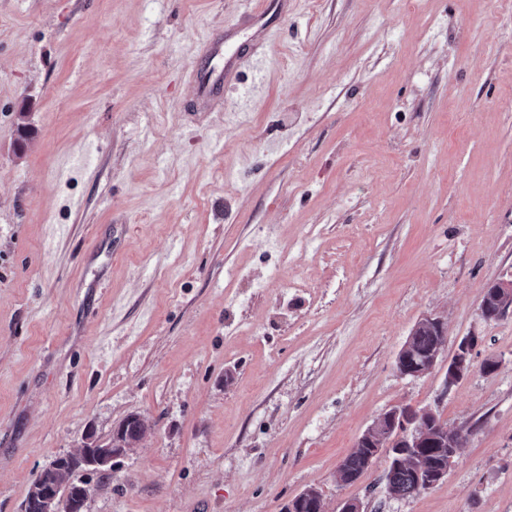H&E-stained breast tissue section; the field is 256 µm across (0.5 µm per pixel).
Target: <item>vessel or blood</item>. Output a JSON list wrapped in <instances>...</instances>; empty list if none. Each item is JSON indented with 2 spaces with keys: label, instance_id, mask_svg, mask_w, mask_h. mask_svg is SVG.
Returning a JSON list of instances; mask_svg holds the SVG:
<instances>
[{
  "label": "vessel or blood",
  "instance_id": "b4317fda",
  "mask_svg": "<svg viewBox=\"0 0 512 512\" xmlns=\"http://www.w3.org/2000/svg\"><path fill=\"white\" fill-rule=\"evenodd\" d=\"M246 55L245 45L228 38L210 42L203 48L191 71L199 111H212L222 100L225 81L238 76Z\"/></svg>",
  "mask_w": 512,
  "mask_h": 512
}]
</instances>
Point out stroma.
Returning <instances> with one entry per match:
<instances>
[{
	"label": "stroma",
	"instance_id": "35a3bbf8",
	"mask_svg": "<svg viewBox=\"0 0 512 512\" xmlns=\"http://www.w3.org/2000/svg\"><path fill=\"white\" fill-rule=\"evenodd\" d=\"M256 2L0 0V512L132 414L84 512H512V314H480L512 276V5L289 0L195 111ZM428 314L480 338L449 391L396 371ZM402 405L463 431L445 479L338 483ZM231 35L225 33L221 40L208 43L195 61L191 76L195 85V103L201 112H211L222 100L224 81L238 77L243 59L247 56L244 44H235ZM224 59V67L217 71L211 67L215 58ZM496 289L501 296L502 302L498 300ZM510 299L512 300V277H510V279H499L489 283L485 288V294L482 300V303L487 306L480 308L481 316L486 320H498L509 313L511 314L512 303H509ZM499 302L500 304L495 311H489L487 309V307L495 308Z\"/></svg>",
	"mask_w": 512,
	"mask_h": 512
}]
</instances>
